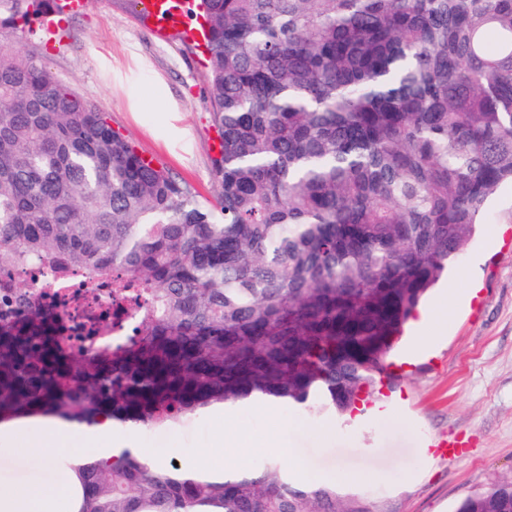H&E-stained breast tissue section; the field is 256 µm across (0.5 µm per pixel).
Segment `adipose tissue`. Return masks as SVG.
Instances as JSON below:
<instances>
[{"label": "adipose tissue", "mask_w": 512, "mask_h": 512, "mask_svg": "<svg viewBox=\"0 0 512 512\" xmlns=\"http://www.w3.org/2000/svg\"><path fill=\"white\" fill-rule=\"evenodd\" d=\"M122 451L113 440L111 421L91 427L60 420L49 423L42 446L43 471L0 489V512H79L84 488L76 464L88 459L107 462Z\"/></svg>", "instance_id": "ef3b65f1"}]
</instances>
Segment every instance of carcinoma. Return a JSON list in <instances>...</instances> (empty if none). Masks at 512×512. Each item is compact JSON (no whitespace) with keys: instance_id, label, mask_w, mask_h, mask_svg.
I'll use <instances>...</instances> for the list:
<instances>
[{"instance_id":"1","label":"carcinoma","mask_w":512,"mask_h":512,"mask_svg":"<svg viewBox=\"0 0 512 512\" xmlns=\"http://www.w3.org/2000/svg\"><path fill=\"white\" fill-rule=\"evenodd\" d=\"M216 206L35 57L0 47V424L172 427L263 397L344 419L512 183V0H198ZM60 0H0L16 38ZM78 269L139 328L72 351L50 290ZM82 512H363L276 464L221 479L130 452ZM454 512H512V475Z\"/></svg>"}]
</instances>
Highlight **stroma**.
<instances>
[{
	"label": "stroma",
	"instance_id": "obj_1",
	"mask_svg": "<svg viewBox=\"0 0 512 512\" xmlns=\"http://www.w3.org/2000/svg\"><path fill=\"white\" fill-rule=\"evenodd\" d=\"M24 56L39 57L83 98L107 112L197 201L215 203L216 153L207 70L195 42L158 35L133 0H84L50 29L14 40ZM454 273L426 300L435 341L411 351L400 344L391 361L395 380L370 396L352 420L279 408L241 409L226 430L238 442L213 445L216 423L203 415L174 427L114 426L135 448H159L184 462L210 450L227 471L268 464L269 440L293 448L289 471L311 483L335 472H378L375 482H339L340 495L363 512H453L456 504L512 475V185L499 190ZM292 422L279 432L274 419ZM439 438L458 439V454L439 456Z\"/></svg>",
	"mask_w": 512,
	"mask_h": 512
}]
</instances>
